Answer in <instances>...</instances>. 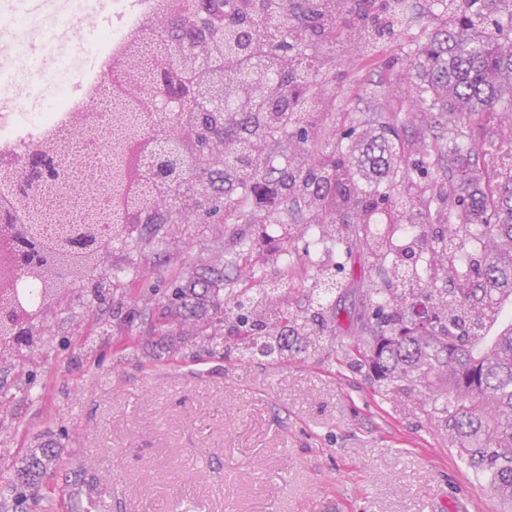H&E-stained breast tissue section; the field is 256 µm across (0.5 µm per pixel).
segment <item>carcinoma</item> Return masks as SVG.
Instances as JSON below:
<instances>
[{
	"label": "carcinoma",
	"mask_w": 512,
	"mask_h": 512,
	"mask_svg": "<svg viewBox=\"0 0 512 512\" xmlns=\"http://www.w3.org/2000/svg\"><path fill=\"white\" fill-rule=\"evenodd\" d=\"M196 6L209 17L211 32L183 16H166L147 45L159 61L168 42L204 45L197 63L180 67L184 121L204 124L211 138L224 143L223 158L205 166L202 181L191 169L178 185L161 188L173 197L171 204L151 207L138 223H124L122 212L104 201L96 218L111 226L112 248L132 253L145 243L162 250L165 238L150 236L165 225L173 237L202 234L204 208L224 214L226 224L247 219L248 231L220 250L224 267L241 277L208 282L204 297L214 316H187L179 288L175 300L162 305L158 334L175 333L193 347L231 336L241 361L275 362L295 334L320 350L321 324L336 309L338 267L288 265L313 284L299 312L283 287L288 275H270V288L253 287L254 255L289 253L313 226L341 250L358 245L368 264L388 277L367 280L372 318L345 346L341 363L366 373L388 400L414 396L419 415L445 429L467 467L512 502V328L479 342L512 295V82H506L512 79V46H506L512 0H425L435 30L415 55L424 80L419 100L448 117V124L468 127L474 140L469 149H448L449 176L428 183L404 170L417 146L430 157L442 154L438 136L428 141L421 134L427 112L412 113L414 138H400L392 121L345 151L316 152L301 136L283 164H270L279 137L318 127L332 110L336 57L327 46L362 60L373 57L385 36L414 20L413 0H355L352 20L346 18L347 0H196ZM221 87L224 111L202 115L191 106L196 94ZM370 168L384 175L386 191L364 184ZM268 178L278 186L282 210L300 198L310 223L246 211L242 190ZM405 224L419 231L402 243L395 232ZM451 241L473 245L468 263ZM130 265L133 274L125 278L89 270L87 275L108 283L100 288L91 282L92 295L100 299L141 285L140 262L133 258ZM49 341L47 334L33 337L18 356L14 342L0 338V362L15 376L13 387L0 385V456L12 435L7 409L16 392L33 389L25 362L46 356ZM6 489L20 504L35 494L30 482L9 480Z\"/></svg>",
	"instance_id": "cac0c4a2"
}]
</instances>
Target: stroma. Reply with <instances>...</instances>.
I'll list each match as a JSON object with an SVG mask.
<instances>
[{"label": "stroma", "mask_w": 512, "mask_h": 512, "mask_svg": "<svg viewBox=\"0 0 512 512\" xmlns=\"http://www.w3.org/2000/svg\"><path fill=\"white\" fill-rule=\"evenodd\" d=\"M432 28L420 17L372 68L351 54L337 59V125H378L412 111V61ZM227 231L210 224L205 236L178 243L185 304L196 301L189 275L198 259L213 255ZM341 263L329 352L342 351L372 314L361 250ZM173 264L142 261L159 300L171 293ZM133 296L90 300L82 327L98 342L88 350L70 308L57 310L55 338L35 371L43 396L14 401L15 439L0 458V476L13 477L33 450L54 448L41 499L27 512H60L73 490L98 495L112 480L126 489L112 512H506L412 399L388 401L363 374L320 356L292 352L266 366L208 354L185 361L142 319L109 333Z\"/></svg>", "instance_id": "35a3bbf8"}]
</instances>
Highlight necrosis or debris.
I'll return each instance as SVG.
<instances>
[{
	"instance_id": "obj_1",
	"label": "necrosis or debris",
	"mask_w": 512,
	"mask_h": 512,
	"mask_svg": "<svg viewBox=\"0 0 512 512\" xmlns=\"http://www.w3.org/2000/svg\"><path fill=\"white\" fill-rule=\"evenodd\" d=\"M163 0H48L31 13L29 51L14 50V0H0V156L87 137L90 108L112 88L131 40L161 17Z\"/></svg>"
}]
</instances>
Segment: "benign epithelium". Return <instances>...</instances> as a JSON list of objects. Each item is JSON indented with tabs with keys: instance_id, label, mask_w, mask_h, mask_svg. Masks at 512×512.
<instances>
[{
	"instance_id": "benign-epithelium-1",
	"label": "benign epithelium",
	"mask_w": 512,
	"mask_h": 512,
	"mask_svg": "<svg viewBox=\"0 0 512 512\" xmlns=\"http://www.w3.org/2000/svg\"><path fill=\"white\" fill-rule=\"evenodd\" d=\"M141 79L136 65L117 70L112 77V116L95 120V126L112 127L113 146L120 148L121 162L112 168V194L122 197L124 212L137 217L147 201L144 190L155 183L161 163L169 158L177 162L170 176L182 175L185 157L197 160L204 150L196 145L195 133L179 122L167 128L172 144L167 153L159 152L140 129L121 121L135 111L146 118L152 110L180 111L172 99L142 103L126 95L125 88ZM68 170L65 159L44 151L32 155L26 164L0 159V335H8L18 345L24 344L36 330L49 326L58 289L70 288L85 278L87 268L102 267L112 251L111 240L99 224H53L44 232L32 224H21L17 215L21 200L31 194L46 196L56 192L55 182ZM36 281L48 298L44 307L34 312L23 303L17 288L20 275Z\"/></svg>"
}]
</instances>
